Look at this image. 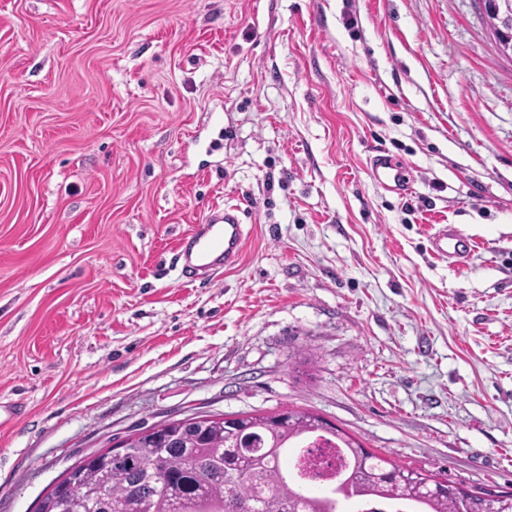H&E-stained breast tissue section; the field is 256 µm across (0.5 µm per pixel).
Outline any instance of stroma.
<instances>
[{
  "mask_svg": "<svg viewBox=\"0 0 512 512\" xmlns=\"http://www.w3.org/2000/svg\"><path fill=\"white\" fill-rule=\"evenodd\" d=\"M224 202L239 264L183 282ZM0 399V512L141 428L289 405L512 491V60L475 0H0ZM369 174L375 184L386 190L399 193L410 189L409 164L400 158L379 152L370 159ZM434 254L441 258L467 259L473 248V240L465 236L455 225L443 224L431 238Z\"/></svg>",
  "mask_w": 512,
  "mask_h": 512,
  "instance_id": "obj_1",
  "label": "stroma"
}]
</instances>
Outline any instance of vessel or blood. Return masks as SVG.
I'll return each instance as SVG.
<instances>
[{"instance_id":"1","label":"vessel or blood","mask_w":512,"mask_h":512,"mask_svg":"<svg viewBox=\"0 0 512 512\" xmlns=\"http://www.w3.org/2000/svg\"><path fill=\"white\" fill-rule=\"evenodd\" d=\"M369 174L383 189L400 193L410 189V166L403 159L378 153L370 159ZM245 237L239 205L211 207L201 224L180 243L177 258L182 276L193 281L234 267L241 258ZM431 248L439 257L462 261L469 257L473 241L455 225L444 224L433 234Z\"/></svg>"}]
</instances>
